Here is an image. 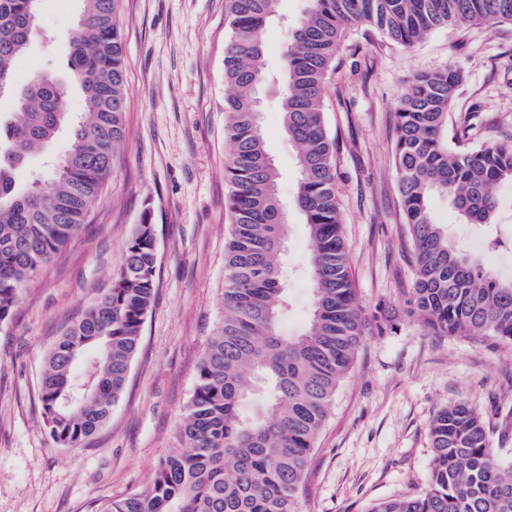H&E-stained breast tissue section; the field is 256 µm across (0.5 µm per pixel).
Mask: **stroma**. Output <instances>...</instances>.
Wrapping results in <instances>:
<instances>
[{
  "label": "stroma",
  "instance_id": "obj_1",
  "mask_svg": "<svg viewBox=\"0 0 512 512\" xmlns=\"http://www.w3.org/2000/svg\"><path fill=\"white\" fill-rule=\"evenodd\" d=\"M309 5L280 0L279 17L264 33L269 64H279L287 45L285 21ZM80 10L79 0H42L37 28L60 40L31 42L14 66V87L35 72L62 70L61 37ZM120 17L124 140L81 233L0 323V512H97L144 490L181 446L178 426L197 366L222 317L229 0H121ZM449 64L463 74L449 136L463 135L468 147L512 140V23L438 29L409 50L358 27L338 53L324 108L339 142L350 264L365 318L380 308L390 326L368 328L340 383L296 512H367L378 500L420 492L432 458L429 422L457 399L484 415L493 448L512 456V345L435 335L410 317L407 304L412 253L392 161L394 109L414 75ZM261 122L288 224L283 263L292 308L285 329L297 335L311 306L310 246L294 202L297 151L271 100L262 102ZM146 215L156 229L155 293L125 389L89 446L61 447L39 397L45 355L68 319L110 287Z\"/></svg>",
  "mask_w": 512,
  "mask_h": 512
}]
</instances>
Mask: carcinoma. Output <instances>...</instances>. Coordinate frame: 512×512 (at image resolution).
Returning a JSON list of instances; mask_svg holds the SVG:
<instances>
[{
    "label": "carcinoma",
    "mask_w": 512,
    "mask_h": 512,
    "mask_svg": "<svg viewBox=\"0 0 512 512\" xmlns=\"http://www.w3.org/2000/svg\"><path fill=\"white\" fill-rule=\"evenodd\" d=\"M40 0H0V93L36 33ZM67 34V74L41 71L0 119V323L24 288L81 231L111 172L126 112L120 0H81ZM224 52V165L230 238L222 320L201 357L180 426L183 448L159 463L148 488L102 512H295L319 432L366 335L337 199L336 138L323 104L348 30L365 27L403 48L430 32L512 22V0H310L289 28L282 70L270 71L263 33L280 0H229ZM462 73L417 74L399 96L393 164L413 246L411 314L440 336L512 343V280L457 248L438 224L439 196L465 224H494L497 187L512 182V141L467 149L448 142V113ZM88 111L68 112L67 85ZM276 94L298 152L295 204L311 242L312 306L305 330H283L289 299L281 253L288 231L278 173L259 121L262 94ZM69 127L68 149L45 179L17 174ZM154 225H136L112 286L75 316L48 351L42 409L64 448L87 446L124 391L151 307ZM257 400L251 416L244 403ZM432 460L423 490L375 502L367 512H512V460L492 448L490 427L466 400L429 424Z\"/></svg>",
    "instance_id": "obj_1"
}]
</instances>
